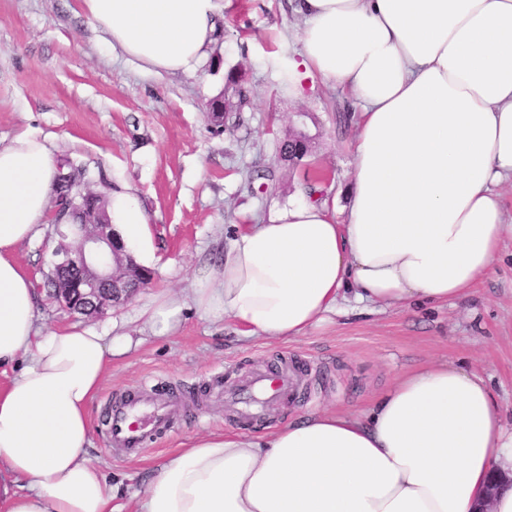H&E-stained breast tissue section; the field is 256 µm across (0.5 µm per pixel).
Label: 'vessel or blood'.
Returning <instances> with one entry per match:
<instances>
[{
	"mask_svg": "<svg viewBox=\"0 0 512 512\" xmlns=\"http://www.w3.org/2000/svg\"><path fill=\"white\" fill-rule=\"evenodd\" d=\"M234 396L236 415L246 421L256 420L266 403L301 401V373L296 365L281 363L241 380ZM187 410L188 400L183 394L145 384L130 389L116 398L107 412V446L119 456L137 455L171 430Z\"/></svg>",
	"mask_w": 512,
	"mask_h": 512,
	"instance_id": "obj_1",
	"label": "vessel or blood"
}]
</instances>
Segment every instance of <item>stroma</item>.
<instances>
[{
  "instance_id": "obj_1",
  "label": "stroma",
  "mask_w": 512,
  "mask_h": 512,
  "mask_svg": "<svg viewBox=\"0 0 512 512\" xmlns=\"http://www.w3.org/2000/svg\"><path fill=\"white\" fill-rule=\"evenodd\" d=\"M303 20L291 0H230L213 54L192 74L145 72L112 51L78 0H0V142L29 133L46 140L58 170L68 164L102 174L94 191L133 194L148 218L146 246L134 250L151 284L104 314L69 313L44 285L57 237L45 224L16 256L39 286V323L115 327L142 343L117 358L91 406L89 457L102 466L115 504L143 492L153 470L191 436L216 427L258 433L309 412L364 410L400 375L443 362L479 373L512 430V237H505L489 273L469 295L407 311L350 305L295 341L238 336L186 308L179 329L154 336L142 308L154 296H188L195 271L219 265L232 233L265 221L289 203L325 199L348 204L356 127L348 95L308 80L301 97L288 91V61L296 57ZM240 75L248 103L222 128L210 102L233 96ZM304 113L302 127L293 124ZM305 133L312 151L290 166L280 140ZM291 360L302 369L303 402L270 407L263 419L238 421L208 393L232 389L253 371ZM192 390V417L176 423L136 458L105 446L101 413L112 398L141 383Z\"/></svg>"
}]
</instances>
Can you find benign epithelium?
Instances as JSON below:
<instances>
[{
    "label": "benign epithelium",
    "instance_id": "obj_1",
    "mask_svg": "<svg viewBox=\"0 0 512 512\" xmlns=\"http://www.w3.org/2000/svg\"><path fill=\"white\" fill-rule=\"evenodd\" d=\"M61 208L53 200L50 221L59 237L56 266L76 271L77 277L55 289L59 304L65 309L90 305L101 313L109 306L127 303L134 295L128 287L129 271L135 270L140 281L152 279V271L135 266L112 224H64L58 220Z\"/></svg>",
    "mask_w": 512,
    "mask_h": 512
}]
</instances>
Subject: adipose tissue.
<instances>
[{
  "label": "adipose tissue",
  "instance_id": "ef3b65f1",
  "mask_svg": "<svg viewBox=\"0 0 512 512\" xmlns=\"http://www.w3.org/2000/svg\"><path fill=\"white\" fill-rule=\"evenodd\" d=\"M112 50L148 72L189 73L225 0H79ZM295 85L346 91L357 111L343 214L299 201L242 230L190 302L148 310L170 335L186 305L239 335L293 341L341 301L409 309L466 296L512 232V0H298ZM56 162L32 134L0 144V512H113L91 461L89 407L134 340L39 326L16 249L45 224ZM123 242L147 216L108 208ZM512 432L484 378L448 363L399 378L357 414L312 412L272 431H212L180 444L135 512H512Z\"/></svg>",
  "mask_w": 512,
  "mask_h": 512
}]
</instances>
